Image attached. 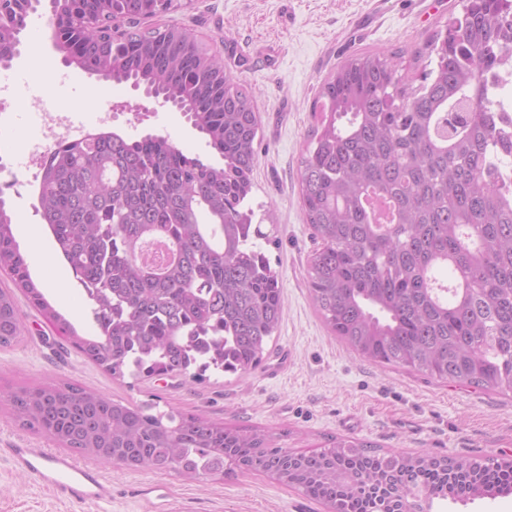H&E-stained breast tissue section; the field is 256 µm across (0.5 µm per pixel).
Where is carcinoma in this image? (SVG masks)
<instances>
[{"label": "carcinoma", "mask_w": 512, "mask_h": 512, "mask_svg": "<svg viewBox=\"0 0 512 512\" xmlns=\"http://www.w3.org/2000/svg\"><path fill=\"white\" fill-rule=\"evenodd\" d=\"M52 38L69 62L173 102L224 160L187 156L162 136L99 132L58 145L36 177L57 249L90 295L96 335L85 338L31 281L0 199V266L71 345L113 378L246 374L274 342L283 312L279 277L252 242L244 210L259 124L251 88L183 25L133 27L122 41L102 22L140 20L175 0H50ZM41 0H0V65ZM425 50L437 58L418 87L396 78L400 53L364 52L325 78L324 103L299 168L300 201L316 248L307 265L313 304L359 356L440 381L512 393V197L491 166L493 110L512 61V0H467ZM388 200L381 232L363 199ZM179 259L153 274L138 252L147 236ZM23 341L15 294L0 288V348ZM14 421L109 467L191 479L261 473L330 512H420L512 493V459L382 452L334 439L313 452L272 445L258 428L153 412L73 383L0 391Z\"/></svg>", "instance_id": "obj_1"}]
</instances>
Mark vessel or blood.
I'll use <instances>...</instances> for the list:
<instances>
[{"mask_svg":"<svg viewBox=\"0 0 512 512\" xmlns=\"http://www.w3.org/2000/svg\"><path fill=\"white\" fill-rule=\"evenodd\" d=\"M5 453L16 471L34 476L57 497L96 503L112 498V485L99 469L76 461L70 454L18 445L6 448Z\"/></svg>","mask_w":512,"mask_h":512,"instance_id":"b4317fda","label":"vessel or blood"}]
</instances>
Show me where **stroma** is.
Instances as JSON below:
<instances>
[{"mask_svg":"<svg viewBox=\"0 0 512 512\" xmlns=\"http://www.w3.org/2000/svg\"><path fill=\"white\" fill-rule=\"evenodd\" d=\"M466 0H193L191 10L141 20V27L186 25L220 52L228 72L253 89L261 129L248 204L263 233L257 244L279 274L284 298L276 340L253 373L208 375L193 384L159 377L119 382L71 348L18 295L24 340L0 349V390L69 382L110 398L155 403L217 423L259 427L276 446L324 448L334 437L385 451L459 458H512V397L438 381L377 364L352 352L326 327L307 287L312 231L300 203L299 162L315 123L312 112L328 73L353 54L406 50L396 76L417 86L436 57H414ZM51 21L49 5L30 15L13 65L20 80L7 97L8 128L0 149L19 180L6 195L13 233L32 281L80 335L95 333L90 306L74 275L58 278L64 260L38 209V183L26 166L43 112H77L84 97L108 86L103 108L126 138L167 137L191 156H219L207 137L161 100L131 84L71 69L54 46L35 47L29 31ZM108 503L59 499L0 456V512H326L298 491L254 473L188 481L175 472L103 468Z\"/></svg>","mask_w":512,"mask_h":512,"instance_id":"1","label":"stroma"}]
</instances>
